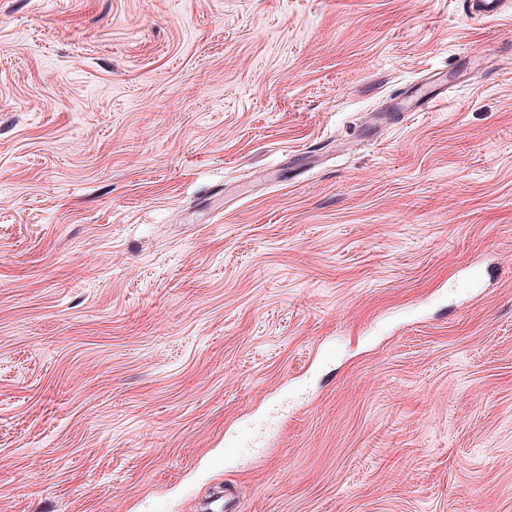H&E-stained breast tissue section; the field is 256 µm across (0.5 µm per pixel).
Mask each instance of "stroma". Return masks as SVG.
Segmentation results:
<instances>
[{
    "instance_id": "obj_1",
    "label": "stroma",
    "mask_w": 512,
    "mask_h": 512,
    "mask_svg": "<svg viewBox=\"0 0 512 512\" xmlns=\"http://www.w3.org/2000/svg\"><path fill=\"white\" fill-rule=\"evenodd\" d=\"M226 487L512 512V0H0V512ZM469 13L480 19H494L502 14L503 0H463ZM436 86V80L433 79L427 83L420 84L415 89V95L411 99H402L397 101L400 97H402L404 94H407L408 91H405L401 94H399L395 98V104L392 105V110H400L402 112H410L411 111V105L413 101L419 103V106H427V107H433L437 103L444 101L443 97H439L437 93H435ZM423 108V107H422Z\"/></svg>"
}]
</instances>
